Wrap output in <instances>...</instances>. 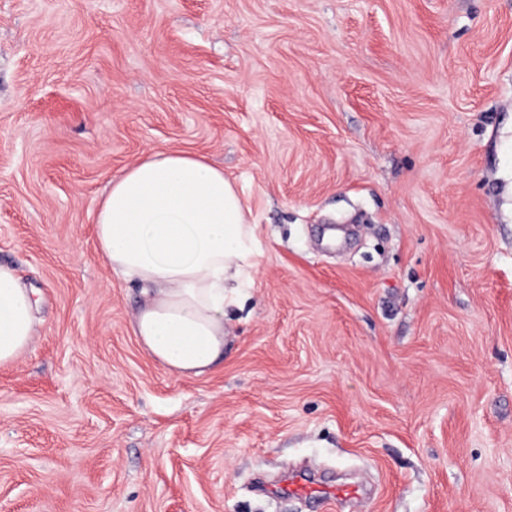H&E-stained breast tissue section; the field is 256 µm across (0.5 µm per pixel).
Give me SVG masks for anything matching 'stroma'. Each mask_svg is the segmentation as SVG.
<instances>
[{
    "label": "stroma",
    "instance_id": "35a3bbf8",
    "mask_svg": "<svg viewBox=\"0 0 512 512\" xmlns=\"http://www.w3.org/2000/svg\"><path fill=\"white\" fill-rule=\"evenodd\" d=\"M207 158L260 257L224 361L139 345L94 243L112 179ZM0 512H512V0H0ZM33 301L14 268L0 265V365L24 352L34 332ZM271 496H302L325 502L359 501L362 488L353 483L324 482L315 474L305 470H290L269 491Z\"/></svg>",
    "mask_w": 512,
    "mask_h": 512
}]
</instances>
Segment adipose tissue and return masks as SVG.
I'll use <instances>...</instances> for the list:
<instances>
[{"instance_id": "adipose-tissue-1", "label": "adipose tissue", "mask_w": 512, "mask_h": 512, "mask_svg": "<svg viewBox=\"0 0 512 512\" xmlns=\"http://www.w3.org/2000/svg\"><path fill=\"white\" fill-rule=\"evenodd\" d=\"M236 187L206 158L154 152L113 179L95 214L96 247L112 272L140 288L131 322L170 372L202 375L224 359V327L242 308L259 256ZM33 301L0 265V365L24 352Z\"/></svg>"}]
</instances>
